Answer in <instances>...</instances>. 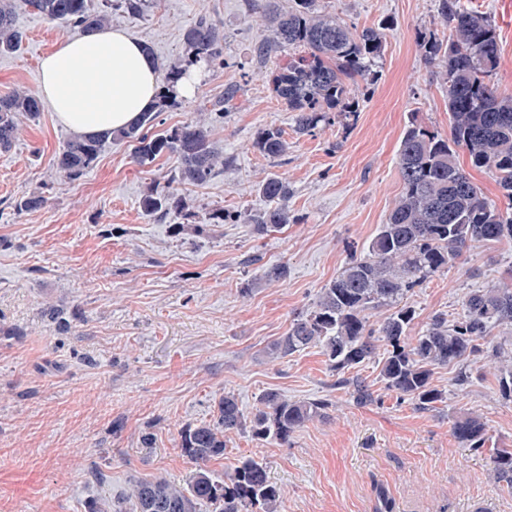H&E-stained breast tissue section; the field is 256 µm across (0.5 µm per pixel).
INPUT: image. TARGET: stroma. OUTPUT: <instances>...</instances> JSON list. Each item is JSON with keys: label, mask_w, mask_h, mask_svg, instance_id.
Returning <instances> with one entry per match:
<instances>
[{"label": "stroma", "mask_w": 512, "mask_h": 512, "mask_svg": "<svg viewBox=\"0 0 512 512\" xmlns=\"http://www.w3.org/2000/svg\"><path fill=\"white\" fill-rule=\"evenodd\" d=\"M437 4L317 0L357 28H383L385 47L377 80L350 86L359 103L354 125L304 135L269 85L284 56L256 55L268 31L253 0H152L140 16L113 11L112 27L167 63L182 61L183 30L198 16L223 29V68L206 72L182 108L161 113L155 130L208 120L230 162L210 182L177 185L204 227L187 235L175 233L176 217L160 222L140 206L149 190L167 192L175 158L140 166L127 144L108 141L83 179L63 182L53 160L71 133L47 108L0 152V326L14 330L0 335V512H86L137 480L185 481L194 465L179 448L182 430L210 421L227 393L252 415L271 389L294 401L327 399L326 419L285 443L231 434L225 457L209 468L219 475L242 456L262 461L282 489L279 512H377L383 497L392 512H512V490L489 474L490 449L461 447L451 432L454 418L473 410L488 424L490 448L512 445V402L481 356L469 357L464 386L459 365L435 368L445 399L421 410L385 389L376 363L357 370L375 396L360 405L337 386L320 349L277 361L266 355L385 223L402 190L396 157L410 118L449 133L445 90L416 46L422 30L447 38ZM460 5L495 25L501 61L492 81L512 93V0ZM16 25L26 39L0 56V94L36 91L39 57L67 34L22 7ZM230 85L238 89L232 108L209 119ZM269 127L289 143L272 162L252 147ZM273 174L291 187L294 224L264 236L249 224L209 225L216 208L264 209L258 184ZM30 192L47 196L46 206L17 212L16 198ZM276 263L287 265V278L265 281ZM503 284H512L511 242L464 249L409 294V336L436 314L458 320L470 292ZM52 304L83 316L59 327L46 312Z\"/></svg>", "instance_id": "1"}]
</instances>
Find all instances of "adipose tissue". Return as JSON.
<instances>
[{
	"label": "adipose tissue",
	"instance_id": "adipose-tissue-1",
	"mask_svg": "<svg viewBox=\"0 0 512 512\" xmlns=\"http://www.w3.org/2000/svg\"><path fill=\"white\" fill-rule=\"evenodd\" d=\"M38 69V98L79 136L130 126L162 89L155 57L118 28L63 37Z\"/></svg>",
	"mask_w": 512,
	"mask_h": 512
}]
</instances>
